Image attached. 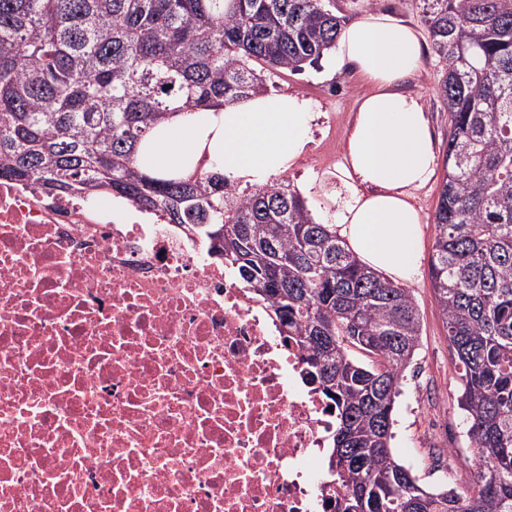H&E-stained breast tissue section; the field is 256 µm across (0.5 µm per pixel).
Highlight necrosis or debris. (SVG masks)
Instances as JSON below:
<instances>
[{"mask_svg":"<svg viewBox=\"0 0 512 512\" xmlns=\"http://www.w3.org/2000/svg\"><path fill=\"white\" fill-rule=\"evenodd\" d=\"M335 423L198 238L0 180V512H333Z\"/></svg>","mask_w":512,"mask_h":512,"instance_id":"1","label":"necrosis or debris"}]
</instances>
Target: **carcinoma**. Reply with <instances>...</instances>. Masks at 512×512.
I'll return each mask as SVG.
<instances>
[{
	"label": "carcinoma",
	"mask_w": 512,
	"mask_h": 512,
	"mask_svg": "<svg viewBox=\"0 0 512 512\" xmlns=\"http://www.w3.org/2000/svg\"><path fill=\"white\" fill-rule=\"evenodd\" d=\"M451 125L430 281L458 370L477 476L435 492L393 454L421 324L413 295L363 266L285 179H161L135 164L177 112L267 92L336 47L332 0H0V179L110 194L197 236L310 353L335 406L326 487L342 512H512V0H433Z\"/></svg>",
	"instance_id": "carcinoma-1"
}]
</instances>
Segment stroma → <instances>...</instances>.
Here are the masks:
<instances>
[{
  "instance_id": "stroma-1",
  "label": "stroma",
  "mask_w": 512,
  "mask_h": 512,
  "mask_svg": "<svg viewBox=\"0 0 512 512\" xmlns=\"http://www.w3.org/2000/svg\"><path fill=\"white\" fill-rule=\"evenodd\" d=\"M336 6L350 21L365 12L387 8L421 28L425 25L424 17L430 10L431 0H336ZM441 78L442 66L432 54L409 88L422 96L437 150L442 153L448 145L451 126L438 93ZM267 82L270 91L302 94L320 114L306 153L288 171L291 187L333 171L342 155L347 122L357 109L365 84L351 73L336 71L327 57L319 66L299 73L268 72ZM439 189V183H432L419 191L416 198L424 216L423 261L408 289L418 306L422 331L414 367L406 371L396 401L391 446L397 456L403 449L413 448L427 458L440 454L444 447L468 444L465 413L456 407L458 384L454 358L448 348L446 329L429 277L428 261L435 237L433 219ZM419 396L428 399L426 410H413L414 400ZM449 406L455 409L450 417L443 413Z\"/></svg>"
}]
</instances>
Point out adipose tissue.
<instances>
[{
	"label": "adipose tissue",
	"mask_w": 512,
	"mask_h": 512,
	"mask_svg": "<svg viewBox=\"0 0 512 512\" xmlns=\"http://www.w3.org/2000/svg\"><path fill=\"white\" fill-rule=\"evenodd\" d=\"M428 46L396 16L373 10L346 23L333 53L337 68L371 89L346 131L334 173L304 184L322 191L331 225L362 264L396 282L417 275L423 217L414 194L433 181L437 154L429 120L404 84L420 70ZM319 118L302 95L267 93L173 115L140 144L139 169L158 178L218 173L230 184L261 187L287 173L304 153Z\"/></svg>",
	"instance_id": "1"
}]
</instances>
